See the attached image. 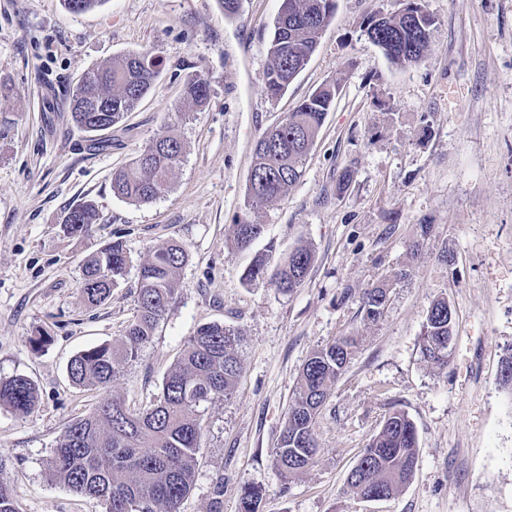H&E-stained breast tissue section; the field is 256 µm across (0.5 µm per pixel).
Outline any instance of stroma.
Here are the masks:
<instances>
[{"mask_svg":"<svg viewBox=\"0 0 512 512\" xmlns=\"http://www.w3.org/2000/svg\"><path fill=\"white\" fill-rule=\"evenodd\" d=\"M281 4L240 0L229 19L218 0H104L81 13L63 0H0V378L25 375L38 391L29 415L0 407L18 512H105L53 478L52 448L105 395L137 412L153 405L209 322L241 334L242 373L231 395L201 408L180 512H239L247 485L263 491L259 512H512V390L499 381L512 351V0H422L436 21L431 47L402 65L363 27L406 0H336L306 68L273 100L265 74ZM143 51L160 59V74L135 111L102 132L75 127L64 104L81 74ZM195 72L210 86L199 108L182 99ZM333 81L339 93L302 178L279 203L247 211L257 138ZM166 135L184 146L169 190L148 203L115 195L113 170ZM85 200L100 220L68 234L61 219ZM243 217L266 227L247 250L234 243ZM171 239L188 259L150 341L109 392L73 385L69 360L122 337L138 268ZM115 241L128 273L105 303L89 304L81 265ZM299 245L314 260L293 293L269 278L244 284L256 253L275 265ZM383 280L389 302L366 321L363 293ZM441 297L454 313L444 367L421 354ZM341 336L356 344L319 416L317 461L282 479L272 450L303 365ZM396 409L416 427L418 467L390 499H358L347 476Z\"/></svg>","mask_w":512,"mask_h":512,"instance_id":"1","label":"stroma"}]
</instances>
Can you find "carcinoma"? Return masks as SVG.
<instances>
[{
	"instance_id": "cac0c4a2",
	"label": "carcinoma",
	"mask_w": 512,
	"mask_h": 512,
	"mask_svg": "<svg viewBox=\"0 0 512 512\" xmlns=\"http://www.w3.org/2000/svg\"><path fill=\"white\" fill-rule=\"evenodd\" d=\"M336 0H282L274 22L266 73L269 98L280 97L305 68L330 24ZM435 19L422 11L413 23L407 15L374 13L364 33L394 63H416L431 45ZM160 62L149 52L128 53L104 66L85 71L68 103L74 124L87 132L119 123L148 93L159 76ZM339 91V83L326 84L266 130L254 145V161L245 207L260 210L283 199L302 177L303 167ZM210 96L207 79L189 76L183 89L187 104L201 106ZM181 141L173 136L153 140L128 164L112 174V191L135 203L150 202L169 189L170 175L180 163ZM99 220L93 203L71 206L61 219L70 234H82ZM265 226L246 219L235 225L234 243L248 249L260 239ZM188 258L176 241L157 246L140 265L137 313L119 344L103 343L79 352L68 366L71 381L83 388L106 390L120 365L136 357L152 336L177 290V273ZM128 256L114 242L87 259L81 292L98 305L105 302L126 275ZM313 254L309 248L293 249L273 272L278 288L291 293L304 282ZM268 274L266 258L259 255L244 274L252 284ZM386 283L365 290L364 319L376 321L388 301ZM453 312L448 299L432 304L423 329L422 354L436 365L450 357ZM240 334L220 323H206L190 337L162 382L161 396L147 410L133 414L117 397L101 402L89 414L69 423L47 466L52 476L73 493L104 502L106 512H179L191 489L201 443V406L231 394L241 374L236 348ZM354 339L340 337L315 350L306 360L293 393L273 461L283 478L305 470L317 459L315 429L319 415L347 365ZM37 391L24 375L0 378V406L19 416L31 413ZM417 436L413 422L402 410L385 418L381 430L363 449L347 477L350 492L359 498L393 496L415 474ZM8 460L0 454V512H17L10 485L4 479ZM262 490L243 489L240 512H259Z\"/></svg>"
}]
</instances>
